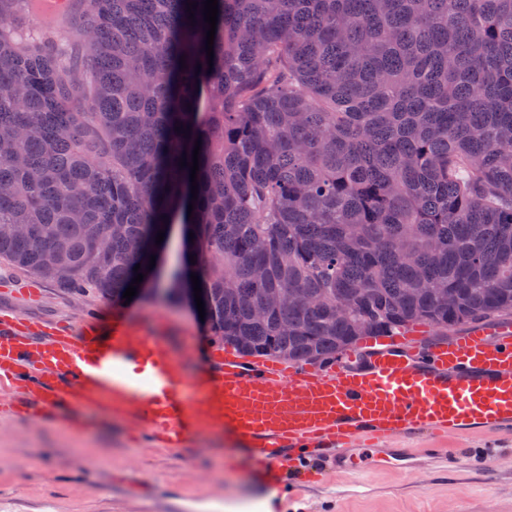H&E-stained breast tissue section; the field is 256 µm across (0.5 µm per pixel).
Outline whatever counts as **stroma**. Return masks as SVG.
I'll return each mask as SVG.
<instances>
[{"instance_id": "stroma-1", "label": "stroma", "mask_w": 512, "mask_h": 512, "mask_svg": "<svg viewBox=\"0 0 512 512\" xmlns=\"http://www.w3.org/2000/svg\"><path fill=\"white\" fill-rule=\"evenodd\" d=\"M32 287L38 298L25 300L23 289ZM3 308L78 332L125 324L133 335L159 337L194 373L225 346L189 303L159 294L115 304L0 263ZM404 445L445 448L451 460L412 468L370 460L361 472L322 474L302 488L293 475L255 468L229 434L176 451L148 443L119 418L79 429L0 416V512H197L200 503L224 512L267 494L271 512H512V437L420 434Z\"/></svg>"}]
</instances>
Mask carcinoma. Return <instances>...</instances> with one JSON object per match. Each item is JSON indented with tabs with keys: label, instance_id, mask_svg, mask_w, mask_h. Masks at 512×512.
<instances>
[{
	"label": "carcinoma",
	"instance_id": "cac0c4a2",
	"mask_svg": "<svg viewBox=\"0 0 512 512\" xmlns=\"http://www.w3.org/2000/svg\"><path fill=\"white\" fill-rule=\"evenodd\" d=\"M187 2L69 0L68 63L0 0V261L118 301L189 224L167 295L293 362L512 314V0H218L211 65Z\"/></svg>",
	"mask_w": 512,
	"mask_h": 512
}]
</instances>
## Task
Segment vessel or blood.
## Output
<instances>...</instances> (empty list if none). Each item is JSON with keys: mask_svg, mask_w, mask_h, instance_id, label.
<instances>
[{"mask_svg": "<svg viewBox=\"0 0 512 512\" xmlns=\"http://www.w3.org/2000/svg\"><path fill=\"white\" fill-rule=\"evenodd\" d=\"M426 333L417 326L360 342L363 368L246 359L228 348L193 377L154 337L121 324L106 336L46 332L0 313V389L10 396L6 412L34 420L63 419L75 406L119 414L165 448L226 428L275 475L297 468L303 451L356 472L360 449L395 437L512 435V322L431 345Z\"/></svg>", "mask_w": 512, "mask_h": 512, "instance_id": "b4317fda", "label": "vessel or blood"}]
</instances>
